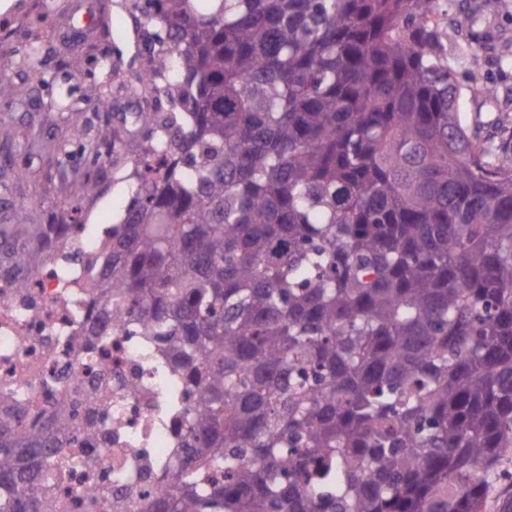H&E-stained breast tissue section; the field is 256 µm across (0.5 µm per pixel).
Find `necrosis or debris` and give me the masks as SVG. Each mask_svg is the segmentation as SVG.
<instances>
[{
    "instance_id": "4bbe7bcc",
    "label": "necrosis or debris",
    "mask_w": 512,
    "mask_h": 512,
    "mask_svg": "<svg viewBox=\"0 0 512 512\" xmlns=\"http://www.w3.org/2000/svg\"><path fill=\"white\" fill-rule=\"evenodd\" d=\"M61 245L44 258L28 293L16 294L14 273L0 267V391L8 390L31 426L64 414L79 424L95 423L112 435L74 434L72 451L60 459L65 479L56 489L57 512H88L98 496L111 512H145L160 493L161 463L182 456L183 412L170 411L169 395L185 399V387L166 373L167 355L153 340L137 335L129 316L98 317L87 287L88 258L105 235L58 214ZM96 321L108 345L89 351L79 330ZM112 389L107 411L87 405L86 395Z\"/></svg>"
}]
</instances>
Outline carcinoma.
Masks as SVG:
<instances>
[{"label":"carcinoma","mask_w":512,"mask_h":512,"mask_svg":"<svg viewBox=\"0 0 512 512\" xmlns=\"http://www.w3.org/2000/svg\"><path fill=\"white\" fill-rule=\"evenodd\" d=\"M436 0H133L169 111L87 144L132 189L94 288L170 344L186 452L149 512H481L512 452V148L461 121ZM0 226L26 271L52 225ZM74 425L0 419V512Z\"/></svg>","instance_id":"obj_1"}]
</instances>
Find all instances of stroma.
<instances>
[{
	"label": "stroma",
	"instance_id": "1",
	"mask_svg": "<svg viewBox=\"0 0 512 512\" xmlns=\"http://www.w3.org/2000/svg\"><path fill=\"white\" fill-rule=\"evenodd\" d=\"M102 2L105 17L96 34L80 42L59 27L68 0H11L0 9V76L16 87L12 102L0 105V187L7 189L0 199V225L14 223L20 205L27 206L31 223H52L71 184L84 179L96 181L97 190L74 201L77 223L112 225L125 213L129 162L115 156L92 160L81 155L80 145L99 125L132 124L139 102L128 89L146 45L129 0ZM439 8L442 42L462 92L463 124L495 142L512 140V16L501 11L499 0H439ZM34 16L43 17L52 32L38 79L18 65L35 41L27 31ZM62 97L76 110L77 126L48 110L50 101ZM33 137L48 144L70 141L69 163L59 166L47 150L28 154L26 177H15L9 161L26 154Z\"/></svg>",
	"mask_w": 512,
	"mask_h": 512
}]
</instances>
